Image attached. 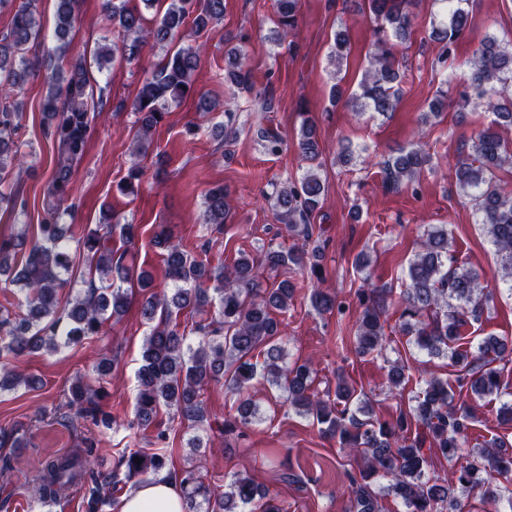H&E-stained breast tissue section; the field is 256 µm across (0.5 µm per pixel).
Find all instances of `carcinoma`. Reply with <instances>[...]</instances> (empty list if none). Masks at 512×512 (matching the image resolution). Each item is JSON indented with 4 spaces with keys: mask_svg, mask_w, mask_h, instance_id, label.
<instances>
[{
    "mask_svg": "<svg viewBox=\"0 0 512 512\" xmlns=\"http://www.w3.org/2000/svg\"><path fill=\"white\" fill-rule=\"evenodd\" d=\"M36 0H22L15 10L11 27L0 35V184L9 176L11 165L21 162L18 155L21 112L11 102L15 92L24 88L35 67L51 71V88L43 103V134L57 147L56 168L43 196L39 224L41 237L28 243L26 233L0 238V274L9 273L7 281L20 286L25 294V316L18 318L10 310L0 309V357H20L34 351L54 353L69 344L81 343L102 335L107 318L125 312L128 290L113 283L106 287L87 281L86 290L67 306H59L60 293L72 287L71 272L77 254L70 251L69 227L60 223L72 209L68 200L72 190L74 166L82 159L87 134L91 128L89 86L85 60L69 59L66 66L47 64L27 57V45L40 37L36 18ZM143 8H131L128 0H104V20L117 29L118 41L112 52L127 61L138 60L145 45L152 41L163 45L174 41L182 27L191 23L198 34L216 28L224 17V0H139ZM377 23L378 37L369 53V69L358 83L351 98L358 111L386 116L396 111L399 96L395 83L399 78L395 57L388 45L386 30L406 39L413 21L415 0H367ZM443 17L434 24L432 35L443 43L442 57L468 29L466 8L469 0H440ZM300 0H277L278 23L284 34L297 26ZM78 0H55V34L58 51L67 52L65 41L75 20ZM153 11L151 17L145 12ZM204 46L180 47L155 66L143 70L135 111L140 114L139 135L134 155L146 153L147 135L158 123L169 103L187 96L193 88V76L200 63ZM348 31H336L331 57L338 63L348 56ZM243 47H230L225 53V81L237 92L251 91L253 84L244 67ZM467 88L458 103L481 104L495 116L494 123L512 125V39L508 45L494 35L482 38L474 50L469 72L464 75ZM258 141L270 153L280 151L283 137L271 128L259 127ZM308 169L282 187L273 185L270 198L287 220L288 231L312 240V215L319 208L325 186L319 174L321 150L314 137V121L302 120L298 142ZM473 158L464 157L455 166L456 183L470 197L478 223L487 229L491 245L500 257L512 290V194L494 182V170L512 165V148L494 132L478 134L472 144ZM430 161L419 144L402 148L390 155L383 173L387 185L395 190L407 187L415 175ZM143 168L133 159L122 190L134 192L141 181ZM229 208L224 187L214 186L204 196V223L218 232L224 229ZM123 237H134L132 224H99L89 230L80 244L89 274L102 279L117 273L121 282L142 291L152 287V278L142 270L135 272L123 264L124 255L112 251L114 228ZM163 248V263L174 284V294L150 293L143 303L144 314L157 320L142 347V364L138 369L139 389L135 409L136 424L152 422L160 407L176 410L183 420L202 423L206 420L200 396L213 381L224 379L229 390L238 395L236 415L224 420V433L232 434L249 425L256 416L252 399L244 389L262 372L272 385L285 393L286 401L298 413L312 418L320 431L338 439L340 448L365 457L360 478L355 485L356 512H378L380 505L370 479L387 480L389 494L400 499L407 512H462L456 487L480 491L494 507L501 487L492 484L494 476L512 475V454L507 443L481 448L463 455L472 415L455 403L448 379L433 374L422 380L416 405L399 413L392 423H381L366 414L365 405L354 404L355 390L341 379L334 390L321 394L313 387L316 371L308 364L282 365L279 343L281 323L274 312L285 313L293 300L295 288L280 281L273 288L257 283V268L275 271L291 265L306 274L310 281V304L319 314L342 311L337 296L321 288L324 246L314 241L310 249L284 250L270 246L255 258L244 252L230 266L211 267L185 252L173 242L172 234L161 229L156 234ZM28 246L21 264H15L19 249ZM409 261L406 288L401 299L406 320L400 325L408 342L430 355H446L451 366L459 369L460 387L477 399L500 394L499 373L492 364L503 356L506 345L494 336L478 344L476 352L457 346L462 329L484 314L492 292L484 291L475 273L457 266L450 254L448 229L433 227L417 243ZM219 298V318L195 323L201 335L197 346L188 342L173 317V310L192 308L203 313ZM390 288H372L359 292L363 306L358 321V352H382L385 342L384 315ZM263 357L257 365L254 355ZM30 384L29 377L5 366L0 368V390ZM66 406L95 426L110 427L114 422L82 379L70 387ZM433 444L445 459H456L451 478L425 477L428 458L426 444ZM96 441L84 440L82 452L66 457H50L35 466L32 475V502L46 507L55 503L62 491L76 485L85 487L87 512H105L111 505V490L124 482H140L148 474L165 470L168 456L147 454L141 450L122 453L109 474L90 468V456ZM141 462L136 463L134 459ZM186 512H281L275 498L248 476H233L224 495L213 500L202 474L186 469L178 475Z\"/></svg>",
    "mask_w": 512,
    "mask_h": 512,
    "instance_id": "cac0c4a2",
    "label": "carcinoma"
}]
</instances>
